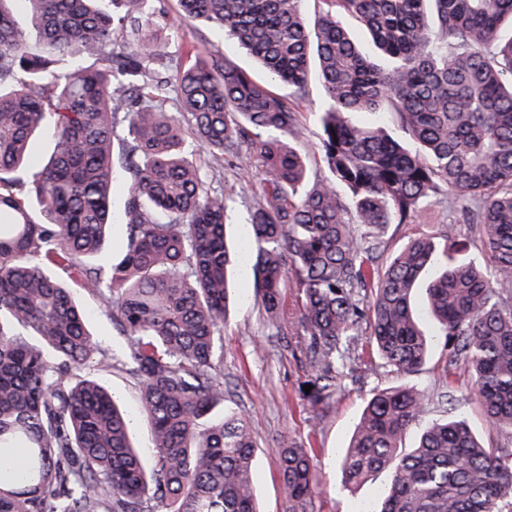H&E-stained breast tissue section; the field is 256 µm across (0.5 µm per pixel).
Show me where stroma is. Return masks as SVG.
Instances as JSON below:
<instances>
[{
	"label": "stroma",
	"instance_id": "35a3bbf8",
	"mask_svg": "<svg viewBox=\"0 0 512 512\" xmlns=\"http://www.w3.org/2000/svg\"><path fill=\"white\" fill-rule=\"evenodd\" d=\"M152 8L164 12L167 26L162 34V50L174 55L184 44L205 42L208 47L220 49L235 64L261 76L257 64L219 32L203 27L186 26L177 9L176 0H152ZM323 91L319 82H312L307 99L301 103L302 120L308 129V138L300 150L308 158L311 173H321L323 164L317 144L320 133L318 112ZM247 179L245 169L225 171L224 189L234 199L232 222L225 228L230 243L246 241L251 226L247 222L251 204L250 195L242 194ZM426 234L446 235L462 244V257L476 259L480 253L468 240L472 229L467 224L454 223L444 201L429 206L420 222L390 225L384 234L385 256L400 251L410 240ZM233 284L244 300L235 306L223 331L224 388L233 398L251 412V428L258 448L254 464V487L260 512H283L285 504L281 492V473L276 450L283 440H312L317 455L313 461L312 479L318 491V512H351L357 500L376 499L385 484L384 476L357 489L344 488L339 461L347 447L352 431L362 410L372 396L383 389L402 385H418L429 391L433 401L428 420H443L450 416L464 417L484 444L502 446L512 443L508 435L488 428L482 412L470 394L466 374H458L452 401L442 400L438 380V365L443 358V337H435L427 361L417 370L403 374L387 367L361 368L346 379L333 405L321 417L319 425H312L309 406L300 399L298 385L302 368L288 350V339L267 325L249 263L236 266ZM101 379L120 397L124 408L134 420L132 434L140 447H147L149 425L139 412L138 390L125 375L112 371L101 372Z\"/></svg>",
	"mask_w": 512,
	"mask_h": 512
}]
</instances>
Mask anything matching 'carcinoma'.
I'll use <instances>...</instances> for the list:
<instances>
[{
  "instance_id": "carcinoma-1",
  "label": "carcinoma",
  "mask_w": 512,
  "mask_h": 512,
  "mask_svg": "<svg viewBox=\"0 0 512 512\" xmlns=\"http://www.w3.org/2000/svg\"><path fill=\"white\" fill-rule=\"evenodd\" d=\"M177 2L289 93L205 45L162 54L166 22L149 0H0V512H258L249 411L224 395L228 269L243 260L266 321L304 357L312 427L344 373L369 365L361 337L380 364L417 370L426 315L445 338L446 386L467 369L487 425L512 435V0H320L312 27L301 0ZM314 78L324 172L312 178L296 143ZM355 112L394 116L407 139ZM42 131L55 147L35 166ZM198 145L215 164L207 174ZM242 156L258 193L252 240L231 250L221 172ZM118 176L126 234L121 258L101 263ZM441 197L472 225L482 261L423 236L379 264L387 226ZM438 259L420 312L414 292ZM68 280L104 302L122 349L98 347ZM95 355L138 386L149 453L114 393L82 372ZM431 401L413 385L367 401L343 485L387 483L382 508L357 512H512V449L480 443L465 419L426 425L403 451ZM315 452L279 448L285 512H316Z\"/></svg>"
}]
</instances>
